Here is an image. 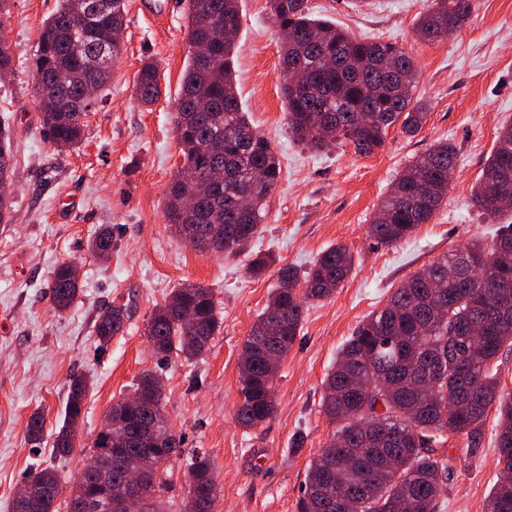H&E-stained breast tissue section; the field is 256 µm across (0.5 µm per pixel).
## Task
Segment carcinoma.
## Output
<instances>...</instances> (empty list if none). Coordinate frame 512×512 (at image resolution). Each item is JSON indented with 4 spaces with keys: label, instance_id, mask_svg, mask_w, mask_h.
I'll use <instances>...</instances> for the list:
<instances>
[{
    "label": "carcinoma",
    "instance_id": "1",
    "mask_svg": "<svg viewBox=\"0 0 512 512\" xmlns=\"http://www.w3.org/2000/svg\"><path fill=\"white\" fill-rule=\"evenodd\" d=\"M103 2L60 0L39 37L34 90L44 132L59 149L81 140L84 117L107 95L111 64L122 51L121 41L108 39L106 31L125 24V0H112V12L101 17ZM269 2L276 23L288 29L280 49L279 83L288 109V134L295 141L315 150L345 142L366 156L383 146L394 125L409 136L422 128L428 112L414 98L418 72L408 52L391 43L353 39L331 20L314 16L308 0ZM186 7L188 43L201 51H188L176 99L174 128L183 164L168 186L165 215L175 233L195 236L199 250L237 252L254 237L281 166L239 101L234 38L217 41L209 29L215 24L240 27L239 0H186ZM472 10L473 0H431L418 18V33L431 42L445 38L469 22ZM89 84L100 89L94 100L84 98ZM136 84L142 104L158 101L155 64L141 66ZM63 98L73 107L66 118L58 111ZM202 100L216 111H195ZM456 162V146L446 141L416 157L382 200L368 225L370 237L394 245L428 223L447 195L448 169ZM12 168L9 136L1 134L0 186L12 184ZM220 169L228 176L223 186L205 195L195 210L181 209L182 198L200 191ZM471 201L490 215L512 210V123L502 126ZM91 248L97 255L112 253L111 232H99ZM70 267L63 263L52 275L51 299L59 312L79 292ZM351 267L350 252L338 244L322 251L303 274L291 266L277 271V287L242 347L237 387L241 426L250 429L271 418L272 384L299 335L305 304L332 296ZM186 310L195 314V323L183 322ZM128 319L125 306L106 307L96 324L99 348L123 332ZM467 325L483 329L475 345L459 334ZM218 328L211 291L187 283L153 311L146 335L155 355L166 358L175 351L189 360L204 353ZM507 342L512 344V224L488 242L474 239L414 272L342 346L325 379L322 400V411L335 431L330 447L309 462L298 512H436L450 470L436 446L449 433L465 434L471 445H478L492 406L499 413L497 465L503 479L490 491L485 509L512 512V394L502 391L494 372V360ZM87 391V379L71 380L64 423L54 440L59 456L76 448ZM153 403L161 466L184 449L165 415L162 391L153 393ZM109 413L123 422L143 417L126 398ZM43 433L44 420L35 412L27 424L28 437L37 443ZM141 452L134 446L100 452V466L112 480V499L123 512H153L154 500L166 489L155 474L138 495L126 499L125 474ZM189 465L194 482L184 512H212L218 485L209 460L194 452ZM34 478L49 494L31 512H56V472L36 470Z\"/></svg>",
    "mask_w": 512,
    "mask_h": 512
}]
</instances>
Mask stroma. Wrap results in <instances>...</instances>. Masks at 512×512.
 I'll return each mask as SVG.
<instances>
[{
  "label": "stroma",
  "mask_w": 512,
  "mask_h": 512,
  "mask_svg": "<svg viewBox=\"0 0 512 512\" xmlns=\"http://www.w3.org/2000/svg\"><path fill=\"white\" fill-rule=\"evenodd\" d=\"M58 0H9L0 36L12 54L0 79V131L14 154L13 205L0 221V512L29 471L53 468L58 512L87 458L85 444L109 408L131 395L140 374L158 369L164 407L180 436L183 456L163 466L169 488L165 512H183L188 491L186 452L207 454L220 491L213 512H298L308 463L334 430L321 408L323 380L358 324L381 309L394 288L470 238L491 239L512 217L484 215L471 190L504 124L512 122V0H474L470 22L434 42L415 27L425 0H308L353 38L389 42L413 57L417 94L428 109L421 130L391 128L368 156L337 143L313 151L286 130L278 80L280 35L268 0H241L236 84L254 130L268 138L281 162V179L268 197L255 236L240 251L202 253L165 221L167 188L183 162L174 132L175 99L188 45L184 7L167 18L127 0L123 52L112 87L89 113L82 142L58 151L41 125L33 90L32 58L45 19ZM160 72L162 95L140 105L135 77L144 61ZM458 151L451 188L429 223L396 245L367 233L397 175L436 141ZM112 231V253L89 248L101 227ZM344 245L353 266L329 298L307 303L302 329L274 380L273 417L252 429L237 421L242 345L277 284L274 269L253 275V258L272 255L276 267L307 271L330 246ZM80 267V291L64 312L53 309L50 281L62 263ZM184 283L213 293L221 327L208 350L188 360L158 361L145 334L151 312ZM110 304L128 308L124 332L99 349L95 324ZM87 377L81 448L56 455L53 442L65 415L70 381ZM41 412L45 437L29 442L26 424ZM497 412L485 416L477 453L468 439L449 435L443 451L451 469L437 512H483L498 479Z\"/></svg>",
  "instance_id": "stroma-1"
}]
</instances>
